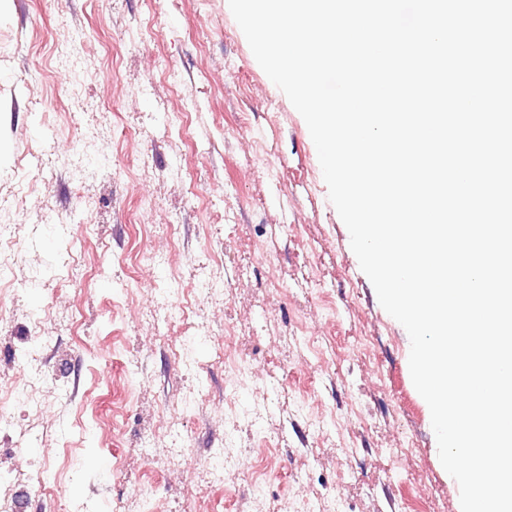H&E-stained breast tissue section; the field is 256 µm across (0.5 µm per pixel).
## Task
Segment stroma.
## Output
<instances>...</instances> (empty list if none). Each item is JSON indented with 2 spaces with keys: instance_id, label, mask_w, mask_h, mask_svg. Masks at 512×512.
<instances>
[{
  "instance_id": "stroma-1",
  "label": "stroma",
  "mask_w": 512,
  "mask_h": 512,
  "mask_svg": "<svg viewBox=\"0 0 512 512\" xmlns=\"http://www.w3.org/2000/svg\"><path fill=\"white\" fill-rule=\"evenodd\" d=\"M0 217L17 223L0 295L12 512H147V487L157 512H461L409 335L228 0H0ZM149 252L168 265L146 273ZM203 275L216 289L201 300ZM41 308L47 347L13 357ZM228 326L278 383L270 397L240 387L233 417ZM22 384L41 410L10 402ZM173 430L179 458L165 455Z\"/></svg>"
}]
</instances>
